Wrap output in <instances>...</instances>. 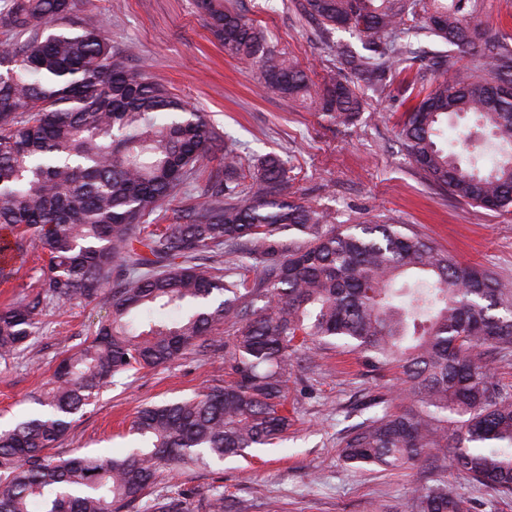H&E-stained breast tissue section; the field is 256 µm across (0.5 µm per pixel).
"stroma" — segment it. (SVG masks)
Listing matches in <instances>:
<instances>
[{
    "mask_svg": "<svg viewBox=\"0 0 512 512\" xmlns=\"http://www.w3.org/2000/svg\"><path fill=\"white\" fill-rule=\"evenodd\" d=\"M301 3L224 0L267 30L275 57L288 58L317 86L335 70L340 45L357 52L361 43L344 29L324 30ZM73 10L104 31L127 68L144 71L150 81L205 113L222 145L243 162L268 154L287 160L289 199L332 212L345 228L399 225L459 261L512 281V212L460 200L410 160L398 131L416 91L402 78L388 82L379 95L357 84L364 109L354 125L336 127L323 121L311 102L262 87L256 67L225 54L194 0H74ZM473 21L487 34L512 39V0H477ZM223 170L219 152L152 214V221L171 223L181 207L200 202L209 176ZM39 253L33 244L17 257V275L0 283V308L35 288L45 271ZM108 315V307L96 302L44 305L30 348L17 359L0 361L1 428L38 412L34 399L46 390L59 360ZM237 328L226 322L215 346L115 378L84 407L55 454L121 455L136 447L128 427L139 407L229 380V345ZM305 356L288 381L294 425L287 439L244 458L163 472L158 491L186 493L192 512H209L218 489L224 492V512H408L418 487L443 478L471 512H512V499L473 483L447 451H436L429 464L399 468L344 461L341 442L350 426L371 413L373 399L395 400L397 387L366 372L343 348L316 346Z\"/></svg>",
    "mask_w": 512,
    "mask_h": 512,
    "instance_id": "1",
    "label": "stroma"
}]
</instances>
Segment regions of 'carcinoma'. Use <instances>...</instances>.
<instances>
[{"mask_svg":"<svg viewBox=\"0 0 512 512\" xmlns=\"http://www.w3.org/2000/svg\"><path fill=\"white\" fill-rule=\"evenodd\" d=\"M195 5L224 52L260 67L266 87L310 94L303 70L271 62L261 28L224 0ZM304 10L364 38L365 53L343 50L316 90L319 112L337 125L363 109L343 71L379 92L389 73L422 57L421 31L448 45L432 57L433 80L401 139L452 195L512 207V95L498 94L512 85V43L472 24L475 0H304ZM0 22L27 35L0 48V228L14 231L16 252L35 243L46 261L35 293L0 309V360L29 347L47 303L105 297L112 307L56 366L44 412L0 431V512H191L186 499L155 493L160 465L190 468L277 443L292 425L293 357L316 343L348 349L370 373L396 371L411 401L379 402L343 441L346 461L387 469L449 448L473 482L512 496V391L477 357L482 347L512 351L511 283L393 224L336 228L327 213L283 197L289 175L277 155L253 166L242 195L241 159L224 151V176L208 181L203 203L163 227L150 222L221 150L204 116L118 61L100 28L73 18L72 0H5ZM461 56L472 66L456 74ZM462 114L501 147L487 173L438 145L443 123ZM290 231L304 244L285 243ZM221 248L239 258L224 273L193 264ZM254 268L264 278L251 286ZM166 309L180 317H156ZM231 319L240 323L231 381L139 410L129 432L140 445L123 456L52 453L113 378L208 347ZM410 512L469 509L440 480L415 491Z\"/></svg>","mask_w":512,"mask_h":512,"instance_id":"cac0c4a2","label":"carcinoma"}]
</instances>
